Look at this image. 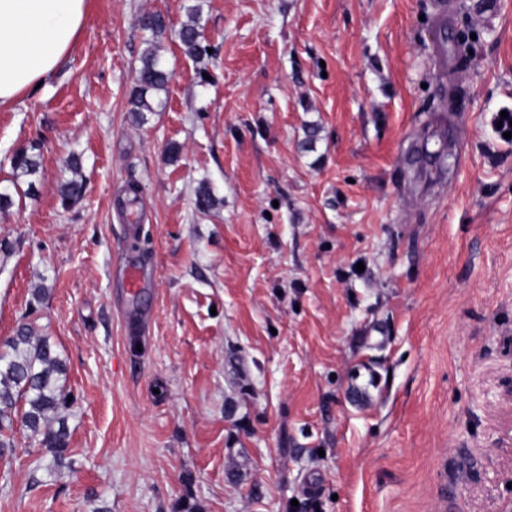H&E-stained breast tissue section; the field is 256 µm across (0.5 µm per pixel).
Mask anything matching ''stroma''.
<instances>
[{
    "mask_svg": "<svg viewBox=\"0 0 512 512\" xmlns=\"http://www.w3.org/2000/svg\"><path fill=\"white\" fill-rule=\"evenodd\" d=\"M155 11L174 76L139 122ZM507 108L512 0H89L56 76L0 110V340L48 337L75 398L56 473L13 429L0 512H502ZM200 31L199 10L195 8L189 13L188 21L183 23L178 30V38L188 54L198 52ZM69 170L73 173L71 179L65 180L60 186L61 202L65 207H68L77 202L83 192L82 175L79 170L80 164L78 158L71 157L68 163Z\"/></svg>",
    "mask_w": 512,
    "mask_h": 512,
    "instance_id": "stroma-1",
    "label": "stroma"
}]
</instances>
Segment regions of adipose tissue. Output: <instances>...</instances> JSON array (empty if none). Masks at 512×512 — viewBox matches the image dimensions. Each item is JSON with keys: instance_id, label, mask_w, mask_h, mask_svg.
<instances>
[{"instance_id": "obj_1", "label": "adipose tissue", "mask_w": 512, "mask_h": 512, "mask_svg": "<svg viewBox=\"0 0 512 512\" xmlns=\"http://www.w3.org/2000/svg\"><path fill=\"white\" fill-rule=\"evenodd\" d=\"M87 20V0H0V109L48 83Z\"/></svg>"}]
</instances>
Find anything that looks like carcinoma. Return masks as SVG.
<instances>
[{"label":"carcinoma","instance_id":"obj_1","mask_svg":"<svg viewBox=\"0 0 512 512\" xmlns=\"http://www.w3.org/2000/svg\"><path fill=\"white\" fill-rule=\"evenodd\" d=\"M138 26L145 34L146 49L140 57L129 103L131 111L142 121L145 113L155 112L162 106L154 94L166 87L173 72L158 51L168 29L164 16L146 13L140 17ZM200 31L199 10L195 8L178 30V38L187 53L198 52ZM39 166L38 156L25 151L17 153L13 159V168L19 176H32ZM68 168L73 176L60 186L61 202L66 207L77 202L83 192L78 158L71 157ZM65 381V362L49 339L37 335L31 326L19 325L14 335L0 345V454L13 447L3 430L12 429L16 420L31 438L51 453L49 468L65 464L69 438L66 413L74 405V401L68 400L70 392L66 390Z\"/></svg>","mask_w":512,"mask_h":512}]
</instances>
